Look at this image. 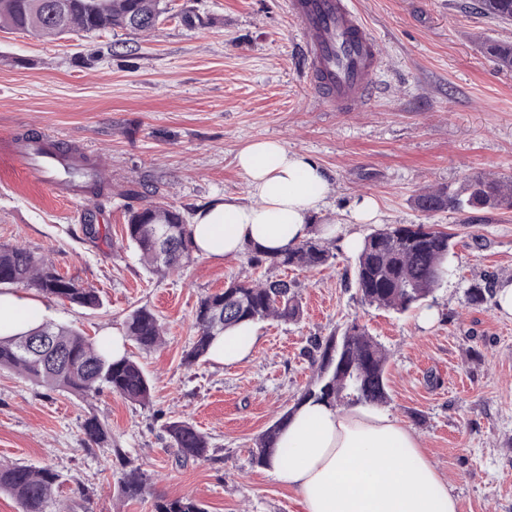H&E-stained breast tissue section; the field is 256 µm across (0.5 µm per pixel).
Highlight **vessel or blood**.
<instances>
[{
  "mask_svg": "<svg viewBox=\"0 0 512 512\" xmlns=\"http://www.w3.org/2000/svg\"><path fill=\"white\" fill-rule=\"evenodd\" d=\"M308 65V87L330 108L350 109L370 100L381 64L378 43L350 0H288ZM18 163L54 196L77 200L87 166L79 153L48 135L0 139V164Z\"/></svg>",
  "mask_w": 512,
  "mask_h": 512,
  "instance_id": "b4317fda",
  "label": "vessel or blood"
}]
</instances>
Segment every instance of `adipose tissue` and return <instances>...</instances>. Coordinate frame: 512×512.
Listing matches in <instances>:
<instances>
[{
  "label": "adipose tissue",
  "mask_w": 512,
  "mask_h": 512,
  "mask_svg": "<svg viewBox=\"0 0 512 512\" xmlns=\"http://www.w3.org/2000/svg\"><path fill=\"white\" fill-rule=\"evenodd\" d=\"M235 161L251 199L224 196L198 208L190 224L195 250L221 260L251 247L273 252L309 238L313 216L330 206L326 171L271 139L248 142ZM43 309L39 299L0 292V335L34 327ZM259 339L257 323L238 325L215 339L211 359L243 362ZM269 470L299 492L304 512L459 510L415 435L390 413L367 405H301L279 435Z\"/></svg>",
  "instance_id": "adipose-tissue-1"
}]
</instances>
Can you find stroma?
<instances>
[{
  "label": "stroma",
  "instance_id": "stroma-1",
  "mask_svg": "<svg viewBox=\"0 0 512 512\" xmlns=\"http://www.w3.org/2000/svg\"><path fill=\"white\" fill-rule=\"evenodd\" d=\"M475 2L352 0L385 66L373 99L347 112L321 107L306 87L286 0H169L149 33L0 29V133H45L103 156L109 182L101 197L64 201L15 166L0 177V244L49 256L61 275L99 289L95 310L44 298L47 319L96 340L125 331L127 314L145 307L165 330L152 352L126 344L151 380L145 407L108 391L85 402L0 369V460L52 466L73 512H154L176 496L206 512H302L299 493L253 464L250 450L311 383L310 338L355 321L388 351L386 411L419 437L459 512H512V316L491 300L466 302L470 285L512 282V212L416 206L424 191L459 190L474 174L512 178V69L484 51L488 41L512 44V21L481 14ZM186 12L199 23L184 24ZM256 138L281 141L328 172L327 219L347 220L354 200L369 195L380 225L451 234L457 258L425 303L437 312L431 325L420 324L422 309L362 303L356 252L338 236L331 268L293 274L300 321L260 322L248 361L184 364L200 298L250 274L247 258L196 253L160 278L124 226L154 203L188 217L226 194L247 199L235 156ZM92 413L108 423L111 447L88 444L82 424ZM171 418L207 436L208 460L178 462L162 430ZM132 466L148 491L127 501L119 478Z\"/></svg>",
  "mask_w": 512,
  "mask_h": 512
}]
</instances>
